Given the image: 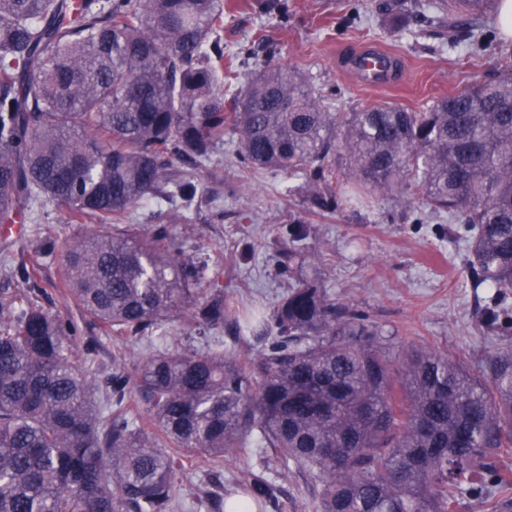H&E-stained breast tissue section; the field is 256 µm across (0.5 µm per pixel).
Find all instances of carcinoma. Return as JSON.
<instances>
[{"mask_svg": "<svg viewBox=\"0 0 512 512\" xmlns=\"http://www.w3.org/2000/svg\"><path fill=\"white\" fill-rule=\"evenodd\" d=\"M496 0H437L448 46ZM224 0H0V224L52 204L112 225L65 245L71 300L104 329L151 338L176 318L217 330L219 277L164 227L129 223L148 199L195 200L174 162L209 159L233 133L247 170L300 174L310 212L372 209L386 196L460 225L472 288L512 293V76L467 85L419 112L385 103L332 112L334 93L286 65L241 84L224 73ZM279 267L294 280L276 336L250 367L204 337L149 356L131 377L76 372L81 328L0 296V512H172L180 456L216 462L253 441L308 476L315 512H453L461 497L512 494V348L479 374L412 349L297 272L307 219L288 217ZM508 335L512 317L485 316ZM135 400L142 422L128 417ZM256 476L237 508L274 499Z\"/></svg>", "mask_w": 512, "mask_h": 512, "instance_id": "cac0c4a2", "label": "carcinoma"}]
</instances>
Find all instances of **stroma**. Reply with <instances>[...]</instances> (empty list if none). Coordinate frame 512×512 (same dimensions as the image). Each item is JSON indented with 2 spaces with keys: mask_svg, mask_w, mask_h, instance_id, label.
I'll list each match as a JSON object with an SVG mask.
<instances>
[{
  "mask_svg": "<svg viewBox=\"0 0 512 512\" xmlns=\"http://www.w3.org/2000/svg\"><path fill=\"white\" fill-rule=\"evenodd\" d=\"M224 0V51L253 43L254 56L242 67L249 77L266 65V46L277 50L276 63L296 67L314 86L336 93V109L359 112L393 102L420 111L462 87L512 73V40H498L495 51L448 49L446 29L433 28L422 17H410L401 31L379 10L380 0ZM393 54L401 64L395 84L361 86L345 68V58L362 46ZM174 173L199 180L203 190L190 211L150 200L133 212V221L154 229L166 225L182 242L186 255L221 274L224 300L232 316L217 334L225 352L242 362L257 357L264 342L241 332L234 313L260 308L273 316L291 281L277 265V253L288 237V216L301 211L306 191L302 179L269 171L241 169L232 144L217 146L202 167L175 162ZM385 206L395 222L368 210H343L311 216L308 251L317 256L316 270L337 302L366 314L396 334L395 351L427 347L462 361L471 373L512 337L485 328L481 309L490 302L487 289H472L467 278L468 248L448 240L446 222L414 215L389 199ZM111 226L74 224L65 212L47 207L40 223L27 225L21 237L0 239V292L31 295L33 300L80 322L82 344L94 348L91 362L77 368L97 383L116 369L134 372L154 346L84 323L83 316L59 282L60 252L42 251L45 236L58 243L76 234L107 235ZM35 268L28 282L22 269ZM264 458L248 444L218 463L194 457L183 460L176 481L174 512H214L199 502L208 487L232 496L247 488L253 475L265 472ZM281 512H314L301 470L277 476Z\"/></svg>",
  "mask_w": 512,
  "mask_h": 512,
  "instance_id": "stroma-1",
  "label": "stroma"
}]
</instances>
